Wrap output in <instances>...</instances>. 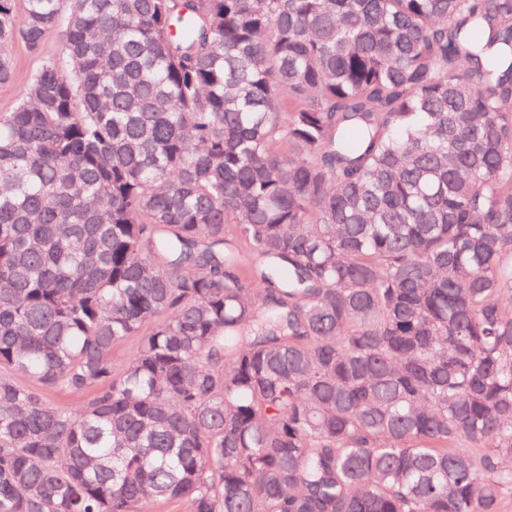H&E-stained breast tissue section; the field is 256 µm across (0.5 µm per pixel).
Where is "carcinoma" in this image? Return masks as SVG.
Returning a JSON list of instances; mask_svg holds the SVG:
<instances>
[{
    "label": "carcinoma",
    "instance_id": "carcinoma-1",
    "mask_svg": "<svg viewBox=\"0 0 512 512\" xmlns=\"http://www.w3.org/2000/svg\"><path fill=\"white\" fill-rule=\"evenodd\" d=\"M52 37L0 113V512H501L512 0H0V84ZM15 62V79L8 85H0V113L8 112L18 101L30 77L40 66V56L31 52L22 42L12 48ZM39 392L46 400L50 401L51 403L71 409L82 406L89 398L88 393L76 395L67 391L52 390L49 388H41L39 389Z\"/></svg>",
    "mask_w": 512,
    "mask_h": 512
}]
</instances>
